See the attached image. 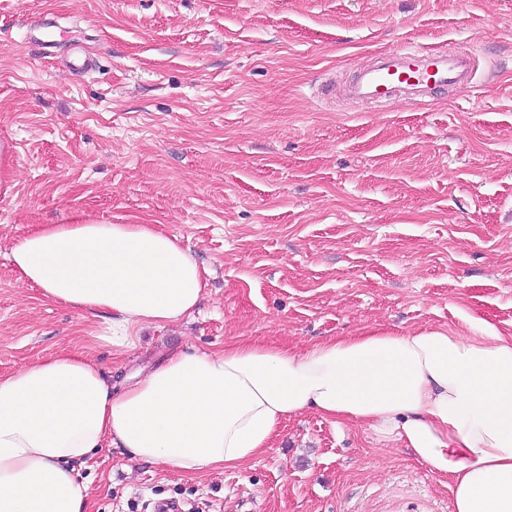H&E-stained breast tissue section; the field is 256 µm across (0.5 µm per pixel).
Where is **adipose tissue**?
Wrapping results in <instances>:
<instances>
[{
	"mask_svg": "<svg viewBox=\"0 0 512 512\" xmlns=\"http://www.w3.org/2000/svg\"><path fill=\"white\" fill-rule=\"evenodd\" d=\"M9 255L46 299L107 313L102 340L122 353L136 327L189 316L208 274L155 225L83 215L35 227ZM306 411L411 449L448 475L454 512H512V338L441 330L183 350L120 391L82 352L35 358L0 377V512H91L74 472L105 445L185 475L238 467Z\"/></svg>",
	"mask_w": 512,
	"mask_h": 512,
	"instance_id": "1",
	"label": "adipose tissue"
}]
</instances>
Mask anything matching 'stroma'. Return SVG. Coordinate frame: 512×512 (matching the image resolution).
<instances>
[{
	"label": "stroma",
	"mask_w": 512,
	"mask_h": 512,
	"mask_svg": "<svg viewBox=\"0 0 512 512\" xmlns=\"http://www.w3.org/2000/svg\"><path fill=\"white\" fill-rule=\"evenodd\" d=\"M59 31L44 47L26 24ZM479 50L472 95L365 109L404 44ZM93 58L85 72L66 67ZM0 375L82 347L115 385L190 347L302 348L370 329L512 336V0H0ZM159 224L211 272L191 318L119 355L20 281L11 243L77 214ZM92 512H453L447 477L309 411L237 468L184 477L99 449ZM15 185L11 148L7 143L0 142V197H9Z\"/></svg>",
	"instance_id": "stroma-1"
}]
</instances>
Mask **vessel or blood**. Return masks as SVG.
Listing matches in <instances>:
<instances>
[{
  "mask_svg": "<svg viewBox=\"0 0 512 512\" xmlns=\"http://www.w3.org/2000/svg\"><path fill=\"white\" fill-rule=\"evenodd\" d=\"M475 65V57L467 52L425 45L390 49L358 72L347 94L358 102L382 107L446 90L458 95L474 93L479 89Z\"/></svg>",
  "mask_w": 512,
  "mask_h": 512,
  "instance_id": "b4317fda",
  "label": "vessel or blood"
}]
</instances>
